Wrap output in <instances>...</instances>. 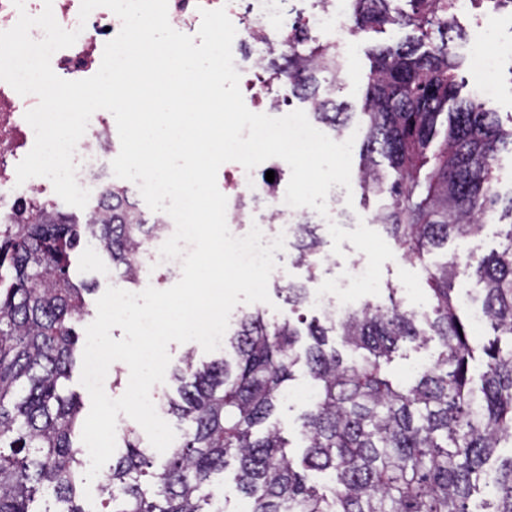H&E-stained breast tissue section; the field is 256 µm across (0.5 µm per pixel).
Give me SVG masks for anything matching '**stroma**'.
Instances as JSON below:
<instances>
[{
  "label": "stroma",
  "mask_w": 512,
  "mask_h": 512,
  "mask_svg": "<svg viewBox=\"0 0 512 512\" xmlns=\"http://www.w3.org/2000/svg\"><path fill=\"white\" fill-rule=\"evenodd\" d=\"M405 31L394 27H385L383 31H370L356 34L355 40L359 46L357 65L354 73L349 76L337 75L335 85H322L321 94H334L337 102L343 103L348 111H351L352 118L349 121L346 131L354 133L361 131L363 117L361 112L364 103V91L366 75L369 71L370 61L367 56L368 49L393 44L404 40ZM482 231L474 237L462 240L449 241L447 247L433 250L425 254L422 264H410L402 256H395L393 260L384 263L382 268L381 288L393 289L395 296L407 309L424 312L425 294L427 285L425 282L424 267H436L445 261L465 257L467 254L477 255L489 252L492 248L498 247L500 243V232L506 231L511 221L502 218L500 213L487 214L481 217ZM72 274L76 279L92 283L95 291L86 295L85 300L89 312H96V302L99 296L105 292L112 280L107 271L112 262L108 254L96 243L81 242L80 246L71 256ZM333 272L326 266H318L315 271H308L307 267L292 264L285 265L282 276L270 278L268 282L269 296L273 306L267 309L269 318L281 319L289 314V306L285 302L278 289L288 283L304 285L308 294H315L322 282L332 277ZM440 347L437 343H429L423 347H417L408 343L400 344L394 353L391 362L387 366L389 376L397 381L410 380L417 367L430 362L437 356ZM309 379L304 369H297L296 378L291 384L293 393L282 401L275 419L279 423L283 434L289 439L292 445V456H300L302 444L299 435V417L308 406L307 400L298 398L299 390L309 388Z\"/></svg>",
  "instance_id": "1"
}]
</instances>
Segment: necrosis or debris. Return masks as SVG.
<instances>
[{"label": "necrosis or debris", "mask_w": 512, "mask_h": 512, "mask_svg": "<svg viewBox=\"0 0 512 512\" xmlns=\"http://www.w3.org/2000/svg\"><path fill=\"white\" fill-rule=\"evenodd\" d=\"M81 0H53V13L61 27L79 30L80 35L71 47L58 50L51 58L55 74L70 80L93 76L100 68L105 44L121 29L120 19L109 9L99 7L91 12L87 21H80ZM225 8L237 34L234 46L245 45L249 55L234 53V66L240 73V86L246 91L244 102L249 110L264 108L266 113L279 116L293 111L287 94L274 92L265 78L259 61L270 49L282 46L293 28L294 0H168V18L179 32L196 35L201 25V10ZM455 20L467 21L475 28L478 45L470 49V64L482 80L474 93L483 100H491L497 90L495 78L503 59H512V42L500 44L495 51H485L482 41L493 24L501 21L512 23V13H477L474 0H454ZM309 33L324 43L335 46L342 57L343 68H350L354 57L351 23V0H309V8L301 18ZM38 103L36 96L19 95L8 83L0 81V222L10 223L18 209H31L42 201L44 180L40 177L18 183L16 167L32 149L35 134L24 114ZM115 148L112 144L110 124L103 115L92 116L84 136L79 140L74 163L79 185L94 186L99 191L111 189L114 182L111 162ZM227 190L229 219L239 224L247 214L239 207L244 197L265 204V221L261 226L262 245H269L276 237L277 226H285V253H293L296 234L302 224L318 226L334 221L342 228L357 227L355 214L347 207V190L332 186L327 197V216L308 217L300 209L284 202L281 191L270 189L265 177L258 172L246 171L235 165L224 172Z\"/></svg>", "instance_id": "4bbe7bcc"}]
</instances>
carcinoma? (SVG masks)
Here are the masks:
<instances>
[{
    "instance_id": "cac0c4a2",
    "label": "carcinoma",
    "mask_w": 512,
    "mask_h": 512,
    "mask_svg": "<svg viewBox=\"0 0 512 512\" xmlns=\"http://www.w3.org/2000/svg\"><path fill=\"white\" fill-rule=\"evenodd\" d=\"M452 4L352 0L356 31L418 33L372 53L359 163L363 194L386 198L374 223L410 262L482 230L479 218L500 201L498 156L512 153V129L486 102L461 95L454 42L462 34ZM266 70L309 102L318 122L344 132L351 113L319 94L320 76L339 70L336 48L297 25ZM109 197L111 209L94 203L82 224L46 201L0 233V512H33L40 490L63 504L44 512H85L76 504L84 451L73 443L80 402L65 382L77 363L74 323L87 313L92 288L72 279L70 253L82 237L95 240L112 269L136 285L137 252L161 226L127 186L112 187ZM506 240L499 251L427 271L431 313L421 317L402 309L392 290L388 303H368L339 322L243 315L229 339L233 359L199 365L189 352L175 370L176 396L160 408L186 430L163 464L127 430V451L101 486L105 512H212L213 477L231 465L250 512H471L485 465L512 440V224ZM319 254L315 229L302 225L295 262L312 273ZM462 273L493 330L481 346L478 385L476 348L452 288ZM281 291L294 311L306 302L300 284ZM333 331L357 358L347 362L328 346ZM431 341L441 352L417 381L403 386L386 375L399 343ZM301 365L316 399L302 417L306 446L297 463L270 419ZM311 470L333 476L331 495L307 484ZM493 496V512H512V458Z\"/></svg>"
}]
</instances>
